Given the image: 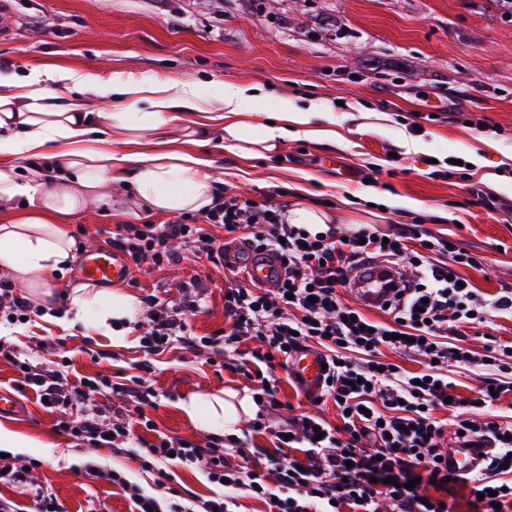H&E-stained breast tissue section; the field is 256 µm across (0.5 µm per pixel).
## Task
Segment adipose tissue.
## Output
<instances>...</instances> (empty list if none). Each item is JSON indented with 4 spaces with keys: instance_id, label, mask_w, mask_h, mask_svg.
Here are the masks:
<instances>
[{
    "instance_id": "1",
    "label": "adipose tissue",
    "mask_w": 512,
    "mask_h": 512,
    "mask_svg": "<svg viewBox=\"0 0 512 512\" xmlns=\"http://www.w3.org/2000/svg\"><path fill=\"white\" fill-rule=\"evenodd\" d=\"M68 85L75 94L58 99L55 87ZM247 92L246 86L225 81L218 107L208 109L190 81L39 67L21 75L0 73V211L13 216L0 225V274L34 299L46 300L49 280L69 265L75 248L60 216L111 199L116 182L127 195L129 215L208 211L222 194L203 147L214 143L242 158L267 157L327 116L316 104L303 109L284 102L269 113L249 112L242 107ZM113 100L124 102L125 111L99 110V102ZM172 128L193 151L149 147V136ZM139 307L129 293L79 292L53 321L67 329L111 327L121 344L127 339L121 324L134 322ZM181 409L193 424L221 435L233 432L257 407L247 396L193 395Z\"/></svg>"
}]
</instances>
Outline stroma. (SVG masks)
Here are the masks:
<instances>
[{"label":"stroma","mask_w":512,"mask_h":512,"mask_svg":"<svg viewBox=\"0 0 512 512\" xmlns=\"http://www.w3.org/2000/svg\"><path fill=\"white\" fill-rule=\"evenodd\" d=\"M15 33L0 39V70L30 67L131 73L191 80L206 100L226 80L253 83L246 108L267 110L285 98L296 106L320 103L332 121L289 139L277 158H241L212 150L225 196H239L280 212L307 203L340 223L367 222L383 231L421 224L452 235L477 256L469 275L477 288L512 289V13L495 0H13ZM426 143L408 150L405 138ZM337 156L339 167L321 165ZM462 161L448 177L449 160ZM76 255L105 246L118 224L114 205L102 203L63 216ZM181 261L143 262L121 291L175 304L180 283L194 281L207 303L189 329L210 336L228 327L223 267L172 243ZM0 310V343L36 365H64L71 381L98 374L125 384L150 362L158 395L152 427L135 426L141 440L158 434L206 443L179 404L192 395L251 394L239 372L215 370L205 353L173 345L145 356L140 340L150 309L141 306L126 343L108 330H66L31 316L11 325ZM0 388L24 405L2 419L30 441L17 449L29 466V486L0 481V499L17 512H37L34 494L56 495L64 512H133L129 498L89 475L97 462L125 471L143 487L155 476L115 448L79 446L63 431L58 412L44 407L9 360L0 357ZM175 499H209L215 488L201 471L167 465Z\"/></svg>","instance_id":"35a3bbf8"}]
</instances>
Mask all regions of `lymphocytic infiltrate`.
<instances>
[{"label": "lymphocytic infiltrate", "instance_id": "1", "mask_svg": "<svg viewBox=\"0 0 512 512\" xmlns=\"http://www.w3.org/2000/svg\"><path fill=\"white\" fill-rule=\"evenodd\" d=\"M175 239L213 263L223 241H244L255 254L277 256L285 278L272 292L240 281L228 288L224 312L231 325L221 335H188L187 315L198 309L197 300L155 307L142 338L145 353L180 342L210 351L219 367L245 372L262 366L254 395L274 412L284 407L278 370L289 369L300 352H315L326 366L315 399L334 402L339 422L303 412L267 426L285 453L268 456L262 467L241 445L168 435L136 441L129 422L109 420L106 406L79 411L95 396L116 392L108 378H87L69 388L60 370L34 367L0 347V356L15 360L49 408L59 411V424L72 439L95 447L126 443L142 470L156 473L147 492L122 470L91 466V474L120 488L136 512H229L237 491L271 501L270 512H384V502L385 512H451L445 497L463 483L483 496L477 512H512V344L491 339L477 351L461 339L464 329L483 328L489 314L512 315V289L491 295L464 280V269L478 268L476 256L420 224L389 234L369 224H331L309 234L303 225L284 223L265 205L237 196L211 208L201 224L117 225L109 243L132 261L148 257L160 266L174 262L168 243ZM377 258L415 270L383 321L351 306L344 295L349 271ZM243 343L249 349L241 359ZM403 355L420 358L419 369L398 364ZM456 369L482 373L473 396L457 394L448 379ZM450 426L461 431L463 443L490 449L484 471L449 474L441 451ZM294 446L298 455H288ZM229 454L237 464L224 463ZM172 460L204 469L218 494L197 505L169 502L163 466ZM415 478L420 486L408 488Z\"/></svg>", "mask_w": 512, "mask_h": 512}]
</instances>
